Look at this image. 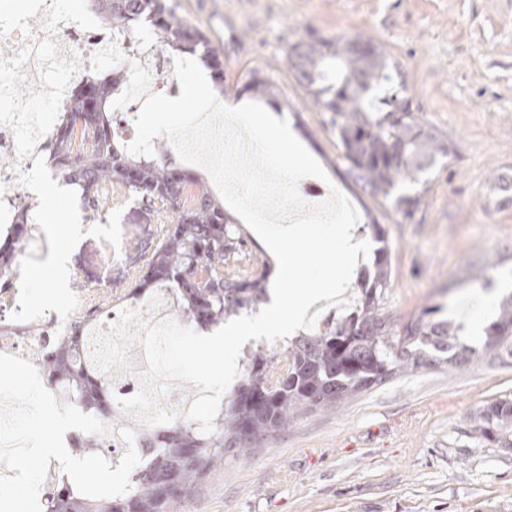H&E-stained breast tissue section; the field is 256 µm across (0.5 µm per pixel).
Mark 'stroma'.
<instances>
[{
  "instance_id": "stroma-1",
  "label": "stroma",
  "mask_w": 512,
  "mask_h": 512,
  "mask_svg": "<svg viewBox=\"0 0 512 512\" xmlns=\"http://www.w3.org/2000/svg\"><path fill=\"white\" fill-rule=\"evenodd\" d=\"M172 2L216 48L225 105L250 102L242 90L250 71L272 78L288 103L282 117L360 213L355 239L372 240V224L381 225L393 331L432 308L477 349L467 365L406 371L226 455L183 512H512V435L477 429L486 404L512 397V358L482 353L461 313L487 297L482 323L490 325L512 290V0ZM338 35L381 46L402 70L421 123L453 148L411 213L347 178L327 114L283 66L292 44ZM24 203L40 229L14 304L0 306L2 323L124 291L159 239L155 216L137 202L86 222L80 191L48 171ZM37 268L52 269L53 282L32 279Z\"/></svg>"
}]
</instances>
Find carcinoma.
<instances>
[{
    "label": "carcinoma",
    "instance_id": "obj_1",
    "mask_svg": "<svg viewBox=\"0 0 512 512\" xmlns=\"http://www.w3.org/2000/svg\"><path fill=\"white\" fill-rule=\"evenodd\" d=\"M86 5L100 22L125 34L130 50L139 48V29L149 26L156 35V55L193 58L214 86L224 89V69L216 50L168 0H86ZM357 44L373 41L348 35L301 40L292 45L286 62L321 111L330 113L347 177L371 197L388 198L398 184L417 182V175L438 157L448 156V143L417 120L403 74L384 51L374 45L365 55ZM125 78L121 71L91 72L72 88L46 146L47 164L65 185L82 192L89 223L101 220V206L121 207L133 199L164 217L166 228L147 261L154 275L144 278L140 288L144 296L168 292L167 310L176 319L211 329L257 312L268 301V270L233 268L242 257L243 230L224 204L204 181L168 159L167 149L156 147L151 156H133L113 136L112 102L121 95ZM244 88L280 104L267 77L257 79L252 72ZM30 223L31 209L17 208L5 243L16 240ZM388 255L387 247L379 248L373 270L360 274L361 297L348 315L327 319L316 332L299 333L283 350L264 345L247 349L209 434L185 416L186 398L172 405L180 412L177 419L153 426L118 406L116 398L137 393L140 381L127 370L99 368L94 342L98 330L92 318L124 308L120 296H113L116 305L111 309L95 305L77 312L60 336L41 335L37 324H0L1 336H42L37 365L47 387L110 428L105 435L74 431L75 451L82 456L98 454L116 467L126 445L123 429L133 432V447L140 449L141 462L129 477L126 493L89 498L62 473L41 487L43 512H119L121 504L137 512H179L207 473L224 465V455L252 445L242 438L244 429L264 440L308 411L334 406L422 363L453 368L469 362L476 349L460 342L452 323L431 318L434 308L423 310L401 336L394 337L381 305L390 287ZM498 308V320L482 349L512 356V293L500 298ZM256 394L264 400L262 410L248 402ZM506 421H512V399H496L483 412L481 432L495 435ZM171 473L177 475V491L162 499L156 487Z\"/></svg>",
    "mask_w": 512,
    "mask_h": 512
}]
</instances>
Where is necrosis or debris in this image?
Listing matches in <instances>:
<instances>
[{
    "label": "necrosis or debris",
    "mask_w": 512,
    "mask_h": 512,
    "mask_svg": "<svg viewBox=\"0 0 512 512\" xmlns=\"http://www.w3.org/2000/svg\"><path fill=\"white\" fill-rule=\"evenodd\" d=\"M152 37L143 33L140 52L127 49L122 34L112 31L67 0H0V44L9 46L0 57V152L15 157V164L0 169V223H7L25 196L36 169L45 167L44 146L53 127L45 113L58 111L66 92L85 72L119 69L130 73L122 97L112 103L119 122L117 138L132 142L141 90L151 87L173 92L177 80L170 61L152 56ZM30 82L36 98H19L14 86Z\"/></svg>",
    "instance_id": "obj_1"
}]
</instances>
